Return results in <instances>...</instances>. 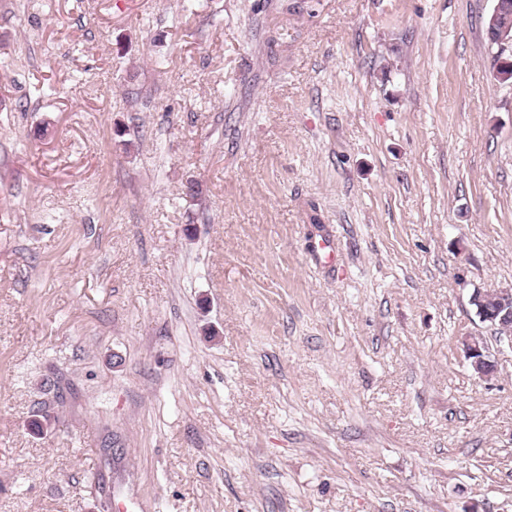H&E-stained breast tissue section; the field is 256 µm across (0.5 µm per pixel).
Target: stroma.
Listing matches in <instances>:
<instances>
[{"instance_id": "35a3bbf8", "label": "stroma", "mask_w": 512, "mask_h": 512, "mask_svg": "<svg viewBox=\"0 0 512 512\" xmlns=\"http://www.w3.org/2000/svg\"><path fill=\"white\" fill-rule=\"evenodd\" d=\"M494 5L0 0V512H512ZM471 304L476 305L475 314L480 322L496 326L492 321L498 318L502 325L512 326V288L476 292L471 297ZM460 344L470 367L479 378L491 380L497 377V362L492 359L486 339L482 336L466 335L461 337Z\"/></svg>"}]
</instances>
